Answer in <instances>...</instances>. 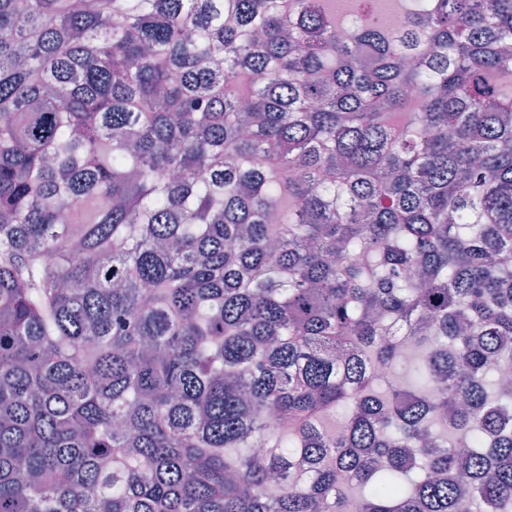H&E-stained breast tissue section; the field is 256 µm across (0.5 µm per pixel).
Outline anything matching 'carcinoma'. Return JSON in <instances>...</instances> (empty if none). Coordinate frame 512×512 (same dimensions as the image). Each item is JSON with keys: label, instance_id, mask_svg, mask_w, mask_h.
<instances>
[{"label": "carcinoma", "instance_id": "obj_1", "mask_svg": "<svg viewBox=\"0 0 512 512\" xmlns=\"http://www.w3.org/2000/svg\"><path fill=\"white\" fill-rule=\"evenodd\" d=\"M349 24L0 0V512H512V0Z\"/></svg>", "mask_w": 512, "mask_h": 512}]
</instances>
